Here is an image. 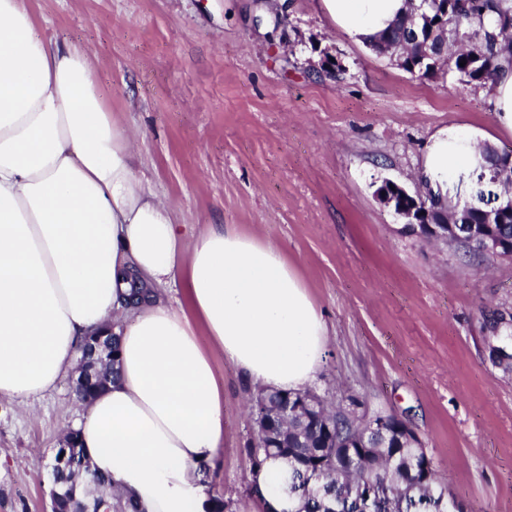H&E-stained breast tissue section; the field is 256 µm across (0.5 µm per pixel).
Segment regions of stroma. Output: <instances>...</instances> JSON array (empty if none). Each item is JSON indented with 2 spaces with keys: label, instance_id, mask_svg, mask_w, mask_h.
<instances>
[{
  "label": "stroma",
  "instance_id": "stroma-1",
  "mask_svg": "<svg viewBox=\"0 0 512 512\" xmlns=\"http://www.w3.org/2000/svg\"><path fill=\"white\" fill-rule=\"evenodd\" d=\"M29 3L48 39L90 52L108 109L182 223L284 250L328 324L314 391L401 416L467 512H512V368L485 347L489 318L512 313V257H465L376 198L387 180L422 190L424 145L443 126L512 151L481 86L406 72L342 35L316 0ZM213 363L224 446L204 477L240 512L255 392L222 354ZM82 411L67 375L28 407L0 399V512H48L61 427Z\"/></svg>",
  "mask_w": 512,
  "mask_h": 512
}]
</instances>
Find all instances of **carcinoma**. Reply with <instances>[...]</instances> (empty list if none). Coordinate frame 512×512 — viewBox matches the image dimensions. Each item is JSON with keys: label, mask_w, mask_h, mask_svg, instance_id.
I'll use <instances>...</instances> for the list:
<instances>
[{"label": "carcinoma", "mask_w": 512, "mask_h": 512, "mask_svg": "<svg viewBox=\"0 0 512 512\" xmlns=\"http://www.w3.org/2000/svg\"><path fill=\"white\" fill-rule=\"evenodd\" d=\"M512 39V8L506 0H439L423 6H412L377 41L373 51L398 53L400 66L407 72L433 77L441 72L458 74L466 83L488 85L501 70L503 63H512V49L504 42ZM465 66H460L461 61ZM485 165L500 175L499 185L512 187V168L508 156L496 148L485 146ZM497 360L512 357V330L504 328L494 338ZM114 364L98 366L94 383L75 392L79 402H87L96 392L112 381ZM288 400V419L275 417L268 437L258 426L257 439L248 448L252 467L260 468L270 460H288V480L300 479L312 469L318 473L321 491L303 496L297 512H352L358 484L368 482L379 491L371 512H456L455 501L437 488L436 476L425 481L411 476L418 466L411 448H394L379 436L373 449L374 458L365 465L353 454L356 466L336 469V440L362 436L372 428L366 416L355 417L338 403L328 406L311 394L275 393ZM68 492L63 508L82 512L83 472L68 470L53 476ZM89 482L98 486L112 500L114 512H135L134 504L117 494L112 480L102 475H90Z\"/></svg>", "instance_id": "obj_1"}]
</instances>
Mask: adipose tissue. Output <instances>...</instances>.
Returning <instances> with one entry per match:
<instances>
[{
    "mask_svg": "<svg viewBox=\"0 0 512 512\" xmlns=\"http://www.w3.org/2000/svg\"><path fill=\"white\" fill-rule=\"evenodd\" d=\"M26 0H0V398L46 394L80 345L119 338L118 377L75 425L93 472L139 512H209L203 477L224 444V354L243 385L303 392L328 325L277 245L221 224L186 240L136 173L134 135L97 88L89 54L40 35ZM349 38L376 41L407 0H319ZM486 134L428 140L420 179L447 196L483 163ZM181 286L186 309L164 289ZM139 304H128L132 291ZM288 463L257 469L247 512H293Z\"/></svg>",
    "mask_w": 512,
    "mask_h": 512,
    "instance_id": "adipose-tissue-1",
    "label": "adipose tissue"
}]
</instances>
